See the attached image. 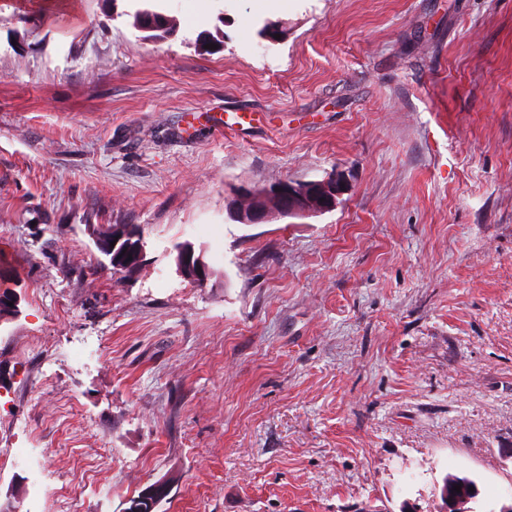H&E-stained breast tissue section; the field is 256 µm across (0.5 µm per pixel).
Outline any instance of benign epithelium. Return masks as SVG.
I'll list each match as a JSON object with an SVG mask.
<instances>
[{"label": "benign epithelium", "instance_id": "7a95c632", "mask_svg": "<svg viewBox=\"0 0 512 512\" xmlns=\"http://www.w3.org/2000/svg\"><path fill=\"white\" fill-rule=\"evenodd\" d=\"M346 189L342 177L322 180L286 181L271 188L243 189L227 200L229 214L244 224H260L269 217V207L275 206L282 217H297L320 214L333 210L337 199ZM112 258L116 267H121L127 257L134 256L142 261L143 252L125 233H112ZM179 268L192 274L204 283L208 277V267L202 257L191 251L180 254Z\"/></svg>", "mask_w": 512, "mask_h": 512}]
</instances>
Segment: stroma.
I'll return each mask as SVG.
<instances>
[{
  "label": "stroma",
  "mask_w": 512,
  "mask_h": 512,
  "mask_svg": "<svg viewBox=\"0 0 512 512\" xmlns=\"http://www.w3.org/2000/svg\"><path fill=\"white\" fill-rule=\"evenodd\" d=\"M0 0V507L512 503V0ZM286 37H259L264 23ZM221 35L219 49L196 40ZM251 112L235 132L187 113ZM342 175L241 224L242 188ZM137 224L135 274L92 231ZM210 269L184 276L175 246ZM28 448L29 459L9 456ZM345 189L341 176L286 181L271 188L240 190L227 200V208L244 224H260L269 217L271 205L288 218L331 211ZM14 275L10 265L0 259V320H7L17 314L15 306L4 304V299H9V294L14 290Z\"/></svg>",
  "instance_id": "stroma-1"
}]
</instances>
